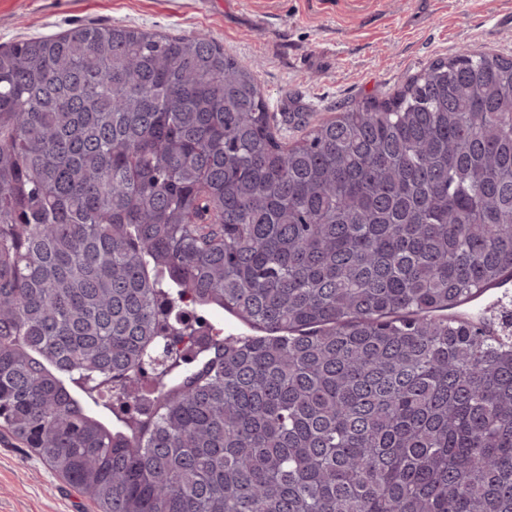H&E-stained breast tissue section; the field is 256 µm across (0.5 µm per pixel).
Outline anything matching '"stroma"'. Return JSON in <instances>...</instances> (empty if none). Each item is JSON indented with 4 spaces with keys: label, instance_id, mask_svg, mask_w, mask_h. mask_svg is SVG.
I'll list each match as a JSON object with an SVG mask.
<instances>
[{
    "label": "stroma",
    "instance_id": "1",
    "mask_svg": "<svg viewBox=\"0 0 512 512\" xmlns=\"http://www.w3.org/2000/svg\"><path fill=\"white\" fill-rule=\"evenodd\" d=\"M208 33L256 70L283 143L469 47L512 57V0H0V44L75 26ZM445 317L512 338V276ZM0 512H99L0 426Z\"/></svg>",
    "mask_w": 512,
    "mask_h": 512
}]
</instances>
